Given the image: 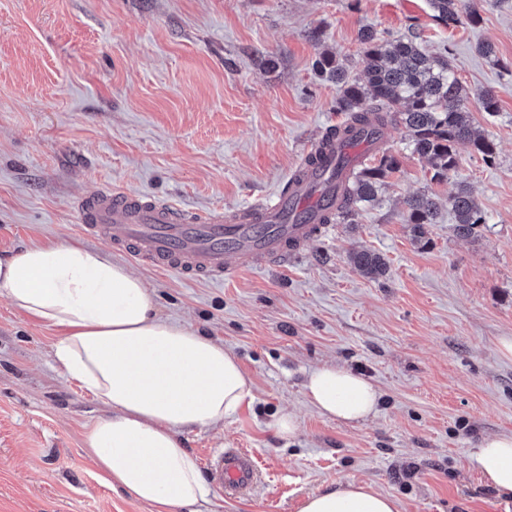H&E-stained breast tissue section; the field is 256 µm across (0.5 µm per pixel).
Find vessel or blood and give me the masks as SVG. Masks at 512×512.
<instances>
[{
    "label": "vessel or blood",
    "mask_w": 512,
    "mask_h": 512,
    "mask_svg": "<svg viewBox=\"0 0 512 512\" xmlns=\"http://www.w3.org/2000/svg\"><path fill=\"white\" fill-rule=\"evenodd\" d=\"M373 148V142L347 139L315 165L298 163L289 191L225 212L184 211L125 192H99L79 202L82 230L190 280L221 282L247 270L284 267L326 231L318 217L332 205L337 156L361 162ZM206 468L232 496L249 494L259 480L256 459L243 448L207 457Z\"/></svg>",
    "instance_id": "obj_1"
}]
</instances>
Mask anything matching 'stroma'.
Returning <instances> with one entry per match:
<instances>
[{"instance_id": "1", "label": "stroma", "mask_w": 512, "mask_h": 512, "mask_svg": "<svg viewBox=\"0 0 512 512\" xmlns=\"http://www.w3.org/2000/svg\"><path fill=\"white\" fill-rule=\"evenodd\" d=\"M479 23L436 24L428 0H0V255L50 239L83 240L125 263L157 312L234 351L254 399L224 423L184 433L198 461L253 452L262 479L241 499L212 491L204 512H298L309 494L352 481L394 496L399 512H512L468 467L482 438L512 434V0H479ZM419 35L470 90L497 146H469L447 181H431L402 125L379 201L331 224L287 267L192 282L84 237L77 203L105 190L187 211L279 194L326 129L344 122L322 51L361 70L360 29ZM491 43L494 57L479 53ZM468 186L488 222L456 237L446 202ZM439 198L426 244L404 222L407 199ZM384 256L364 277L352 250ZM58 329L0 300V512H155L110 489L84 435L107 408L51 361ZM340 364L381 394L363 423L327 418L303 394L306 373ZM289 411L294 437L272 421Z\"/></svg>"}]
</instances>
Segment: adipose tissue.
I'll return each mask as SVG.
<instances>
[{"label": "adipose tissue", "mask_w": 512, "mask_h": 512, "mask_svg": "<svg viewBox=\"0 0 512 512\" xmlns=\"http://www.w3.org/2000/svg\"><path fill=\"white\" fill-rule=\"evenodd\" d=\"M62 332L52 359L63 375L110 409L85 442L108 486L159 512H201L211 488L179 439L211 427L253 399V383L223 343L187 322L157 315L144 280L77 240H53L0 256V298ZM308 403L346 423L377 411V388L350 369L324 365L303 383ZM471 469L512 495V435L484 437ZM299 512H399L397 501L348 482L308 495Z\"/></svg>", "instance_id": "obj_1"}]
</instances>
